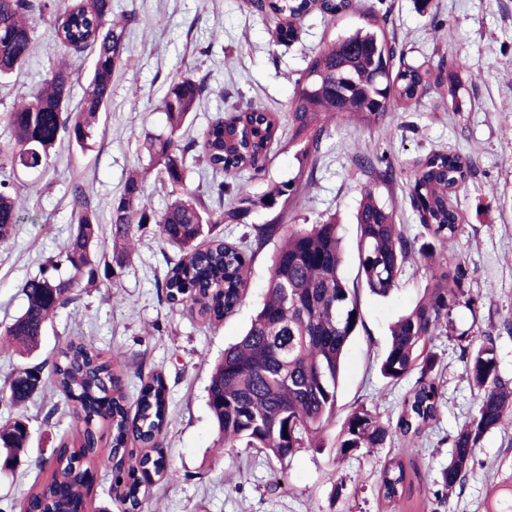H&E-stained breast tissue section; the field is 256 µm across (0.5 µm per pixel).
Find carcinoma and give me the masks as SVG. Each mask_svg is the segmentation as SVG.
I'll list each match as a JSON object with an SVG mask.
<instances>
[{
	"instance_id": "carcinoma-1",
	"label": "carcinoma",
	"mask_w": 512,
	"mask_h": 512,
	"mask_svg": "<svg viewBox=\"0 0 512 512\" xmlns=\"http://www.w3.org/2000/svg\"><path fill=\"white\" fill-rule=\"evenodd\" d=\"M352 6V0H251V7L272 23L278 45L300 40L296 21L310 13L333 18ZM50 18L54 40L65 49L94 52L80 109L69 111L73 72L51 70L39 85L6 113L10 139L0 144V163L27 169L46 164L62 139L84 150L92 140L99 113L112 94V75L121 65L125 34L131 16L112 17V0H0V79L19 73L33 48V16ZM395 44L378 20L368 17L362 27L341 36L310 57L295 84L288 105V127L304 143L303 155L319 152L325 127L322 114H355L375 122L395 109L415 111L424 106L421 88L433 82L431 69L401 63L393 68ZM207 85L186 77L169 84L161 101L166 135L148 137L143 149L146 167L129 175L112 203L111 235L119 250L117 263L135 249V226L156 224L163 241L179 257L161 288L171 306H183L209 323L232 313L243 297L249 259L245 251L224 242L217 228L230 216L252 208L273 209L295 192L284 182L259 197L232 193L218 182L219 201L229 195V210H211L186 188L187 156L195 148L214 176L234 178L259 172L267 164L281 128L280 115L264 107L233 108L208 127L201 143L178 144V133L196 111ZM168 188L166 209L156 214L144 203V186L152 171ZM470 160L457 153L432 152L413 162L409 196L421 226L420 236L443 242L458 237L460 215L453 197L471 176ZM75 202L73 223L63 261L49 264L23 285L26 304L5 326L4 335L27 353L41 345L57 309L74 301L73 288L99 277L98 251L103 229L85 201L78 183L71 187ZM23 200L0 182V245L11 239L22 221ZM359 269L375 295L385 297L397 285L414 250L393 214L379 204L371 189L362 192L357 211ZM71 274L57 275L59 264ZM342 251L338 225L331 221L308 228H288L273 259L263 302L240 339L224 349L207 389L208 405L226 448H261L283 462L302 448L316 446L317 435L336 420L338 380L351 338L362 323L358 290L341 274ZM465 272L440 261L432 271L433 287L394 324L381 360L380 373L392 384L417 374L407 392L396 424L382 422L365 406L356 408L341 426L336 448L345 456L360 448H381L396 439L422 436L436 419L443 395L436 381L437 359L431 346L454 330L455 308L474 304L463 288ZM468 373L477 389L478 405L450 439L448 465L441 472V489L434 496L446 500L462 486L484 437L512 422V382L499 374L494 344L486 338L475 344L457 335ZM41 365L20 366L0 391V399L21 406L42 386ZM55 388L77 403L79 449L60 443L49 458L51 477L34 482L24 495L25 512H76L88 486L85 463L112 469V492L124 512H143L140 489L154 481L173 480L166 464L163 430L169 414L162 373L142 383L135 414H129L121 375L112 358L83 337L69 341L51 362ZM112 431L111 451H98L96 423ZM26 421L17 417L0 426V447L6 450L0 468L17 464V452L28 447ZM139 445L134 453L128 445ZM416 469L404 453L388 458L377 478L378 497L394 509L411 485Z\"/></svg>"
}]
</instances>
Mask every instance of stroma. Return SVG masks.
<instances>
[{"instance_id":"35a3bbf8","label":"stroma","mask_w":512,"mask_h":512,"mask_svg":"<svg viewBox=\"0 0 512 512\" xmlns=\"http://www.w3.org/2000/svg\"><path fill=\"white\" fill-rule=\"evenodd\" d=\"M353 10L328 20L314 13L301 21V40L276 46L269 22L250 0H112L116 14L132 16L126 51L112 78V96L101 113L92 148L81 151L61 142L46 168L0 167V181L10 182L25 200L22 223L10 243L0 247V388L21 365L2 331L25 306L22 287L46 260L62 256L73 229V183L83 184L98 222L109 225L111 205L124 183L147 159L145 137L167 131L161 100L171 80L188 76L205 81L208 91L186 129L190 138L204 131L225 108L264 106L286 114L288 103L311 55L337 36L354 32L365 13H375L405 62L442 69L459 81L463 111L440 107L447 85L430 86L417 112H390L374 124L345 115L328 122L322 151L303 156L283 130L271 159L258 173L242 174L236 193L257 197L273 185L295 181L286 205L251 210L225 219L220 234L237 243L254 226L306 227L327 219L339 226L341 272L359 284L358 227L355 213L363 188L393 210L408 237L420 232L408 183L414 159L431 152L459 153L472 162V175L455 203L463 215L462 232L451 242L435 244L437 256L466 271L465 287L474 307L452 314L455 335L432 344L442 383L441 411L422 438L385 448L336 453L339 422L321 433L319 448H305L285 462L258 448H223L207 406V386L214 361L248 329L265 292L271 258L282 238L250 246L245 299L217 325L202 322L182 307H171L158 284L166 260L175 251L154 224L137 232L130 263L113 267L93 288L78 287L74 300L59 309L42 339L39 360H53L72 338L94 341L120 371L129 398H136L141 377L164 374L168 384L169 425L163 449L177 472L173 481H156L148 489L149 512H387L377 497L376 475L395 452H406L426 474L414 484L411 499L399 512H486L492 488L512 480V424L485 436L464 486L440 503L428 497L448 462L449 439L474 412L477 391L466 372L457 333L492 337L499 371L512 379V0H353ZM468 57L473 70L454 69ZM68 60L79 79L70 98L83 97L84 75L93 64L90 51L68 52L54 41L49 19L34 26V50L24 72L0 84V141L9 139L6 114L46 72ZM369 146L372 167L358 162ZM393 169V181L381 171ZM431 272L420 260L406 264L396 289L379 297L358 293L363 325L353 336L338 388V414L358 406L376 411L381 421H395L412 386L406 378L391 385L379 362L390 328L431 287ZM24 416L30 446L13 470L0 472V512H21L22 494L49 474L47 458L61 440L75 439L73 405L51 383L25 407L0 402V422Z\"/></svg>"}]
</instances>
